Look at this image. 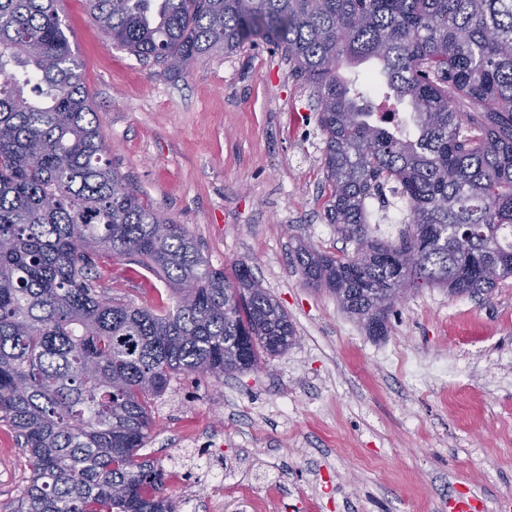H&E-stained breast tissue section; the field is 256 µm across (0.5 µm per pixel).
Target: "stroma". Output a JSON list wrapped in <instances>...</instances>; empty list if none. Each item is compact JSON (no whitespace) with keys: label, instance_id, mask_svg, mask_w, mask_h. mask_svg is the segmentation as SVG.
Segmentation results:
<instances>
[{"label":"stroma","instance_id":"35a3bbf8","mask_svg":"<svg viewBox=\"0 0 512 512\" xmlns=\"http://www.w3.org/2000/svg\"><path fill=\"white\" fill-rule=\"evenodd\" d=\"M113 168L182 224L209 264L251 265L296 343L264 368L217 380L174 374L152 401L143 456L179 466L176 512H488L512 501V278L480 297L415 288L369 335L309 286L298 245L341 254L327 223L313 90L280 51L245 42L186 74L113 46L85 0H59ZM121 303L174 298L123 260L99 268ZM218 457L198 455L185 426ZM0 421V512L31 474Z\"/></svg>","mask_w":512,"mask_h":512}]
</instances>
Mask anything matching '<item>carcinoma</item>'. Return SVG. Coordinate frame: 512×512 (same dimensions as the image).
<instances>
[{
    "label": "carcinoma",
    "mask_w": 512,
    "mask_h": 512,
    "mask_svg": "<svg viewBox=\"0 0 512 512\" xmlns=\"http://www.w3.org/2000/svg\"><path fill=\"white\" fill-rule=\"evenodd\" d=\"M85 2L114 46L170 71L258 38L288 56L316 97L325 218L355 245L295 260L370 335L399 280L476 297L512 277V0ZM56 4L0 0V419L32 462L17 512H175L138 455L151 398L176 373L254 370L296 331L248 263L211 267L123 182ZM379 95L409 103L411 129L376 118ZM386 186L405 213L395 242L368 220ZM123 257L175 305L108 297L92 273Z\"/></svg>",
    "instance_id": "carcinoma-1"
}]
</instances>
